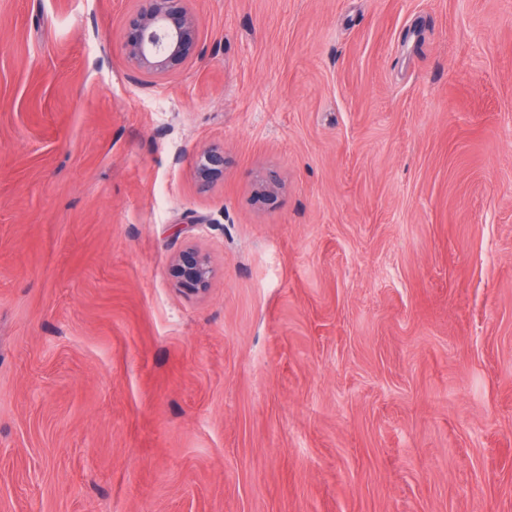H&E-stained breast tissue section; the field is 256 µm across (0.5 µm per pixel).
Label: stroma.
<instances>
[{
    "instance_id": "1",
    "label": "stroma",
    "mask_w": 512,
    "mask_h": 512,
    "mask_svg": "<svg viewBox=\"0 0 512 512\" xmlns=\"http://www.w3.org/2000/svg\"><path fill=\"white\" fill-rule=\"evenodd\" d=\"M190 6L0 0V512H512V0ZM127 19L124 49L132 69L153 78L180 73L198 56L200 25L190 0H137ZM198 182L202 188H209L224 177V151L216 148L201 150L195 161ZM175 271L179 284L193 292L205 290L213 275L209 258L193 247L178 254L175 258Z\"/></svg>"
}]
</instances>
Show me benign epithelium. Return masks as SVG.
Returning a JSON list of instances; mask_svg holds the SVG:
<instances>
[{
  "label": "benign epithelium",
  "mask_w": 512,
  "mask_h": 512,
  "mask_svg": "<svg viewBox=\"0 0 512 512\" xmlns=\"http://www.w3.org/2000/svg\"><path fill=\"white\" fill-rule=\"evenodd\" d=\"M140 5L127 19L124 49L132 69L153 78L180 73L198 56L200 25L189 8L190 0H138ZM201 187L208 188L224 177V152L201 150L195 161ZM179 284L193 292L207 288L213 275L209 258L188 247L175 258Z\"/></svg>",
  "instance_id": "obj_1"
}]
</instances>
